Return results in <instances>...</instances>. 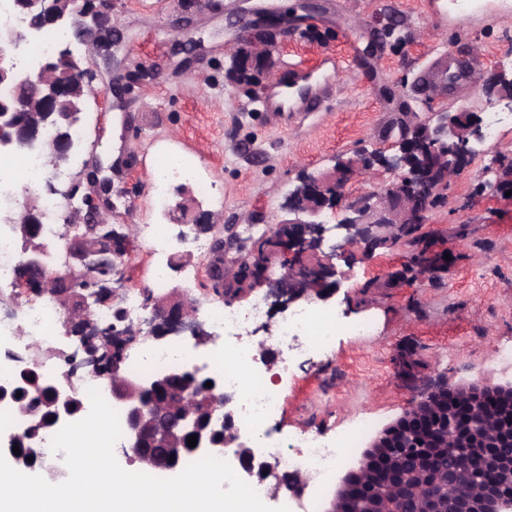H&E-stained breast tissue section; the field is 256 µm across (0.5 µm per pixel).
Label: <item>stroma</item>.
<instances>
[{"mask_svg":"<svg viewBox=\"0 0 512 512\" xmlns=\"http://www.w3.org/2000/svg\"><path fill=\"white\" fill-rule=\"evenodd\" d=\"M252 0H123L114 21L124 40L113 69H93L82 160L118 155L112 168L114 221L137 236L127 257L128 285L143 286V263L153 232L168 241L179 232L151 203V170L165 153L185 156L211 182L205 197L189 182L168 187L184 202L181 223L213 213L219 225H268L300 170L315 173L334 156L373 149L404 112L490 103L467 76L446 95L425 98L419 68L444 50L456 59L480 58L482 71L512 57V0H478L455 12L450 0H263L265 26L256 34L277 49L275 59L316 64L328 53L345 60L338 93L320 111L281 121L256 109L257 87L232 85L226 67L236 37L230 22ZM118 83L119 95L106 91ZM512 159V120L488 142L467 172L452 181L419 233L429 249H451L434 279L411 284L401 273L409 246L334 259L340 288L330 299L350 322L367 321L369 336H336L330 352L281 375L266 370L282 393L283 410L268 430L285 441L303 430L336 434L364 416L375 430L395 422L424 392L441 383L464 387L512 383V368L495 364L512 345V204L492 188L493 170ZM487 190L475 197L473 189Z\"/></svg>","mask_w":512,"mask_h":512,"instance_id":"35a3bbf8","label":"stroma"}]
</instances>
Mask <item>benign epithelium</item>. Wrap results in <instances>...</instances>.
<instances>
[{
	"mask_svg": "<svg viewBox=\"0 0 512 512\" xmlns=\"http://www.w3.org/2000/svg\"><path fill=\"white\" fill-rule=\"evenodd\" d=\"M117 0H12L15 14L28 20L24 28L0 27V85L15 88V95L0 102V151L40 144L46 125L62 130L47 144L48 177L39 191L24 190L17 206L0 211V224L22 242L15 268L19 292L10 297L16 308L31 298L51 296L63 311L64 336L74 350L64 355L68 367L64 381L52 380L38 389L32 369H18L14 384L0 388V402L21 410L32 426L46 422L60 427L87 415L76 403L71 378L80 370L112 381V400L123 408L129 432L124 447L133 451L143 466L164 476L180 472V462L189 452L220 454L235 449L241 479L264 482L276 478L273 493L286 487L294 495L307 485L301 476L277 474L276 464L258 457L241 441L238 408L234 397L224 394L218 379L212 386L192 381L196 366L183 365L142 380L122 372L126 350L148 338L160 343L170 335L189 334L195 346L213 341L200 319L196 299L180 289L156 294L144 290L149 317L147 328L125 322L116 302L126 290L125 257L136 236L130 224L112 223V210L98 207L97 179L101 164L83 165L64 189L56 174L81 150L70 135L79 121L84 102L76 100L91 88L83 60L96 56L112 68V48L122 36L111 24ZM43 15L59 28L73 31L80 53L66 46L61 55L72 65L62 70L52 58L30 67L23 61L26 48L42 33L30 18ZM230 60L239 66L268 71L274 66L272 47L255 39L252 23L240 20ZM473 82L483 93L495 97L494 104L512 112V68L496 67L477 74ZM398 134L392 152L376 147L336 157L333 167L321 173H307L298 180L292 195L310 201L296 205L286 201V218L267 225L264 236L246 251L235 249L231 226L225 239L215 241L216 286L224 293V304L247 300L263 293L264 299L280 311L299 302L326 301L336 292V252L360 247L366 254L391 246L428 220L431 211L447 194L448 184L465 172L487 141L483 118L459 109L419 114L405 112L397 122ZM387 160L384 168L394 179L379 191L353 197L347 191L355 178L373 170L372 154ZM89 191L80 192L82 185ZM494 190L500 195L512 190V168H495ZM59 194L77 199L65 223L82 224L85 232L60 238V251L67 263L54 267L45 260L41 240L40 196ZM341 212L334 224L324 221L329 212ZM213 214L201 211L187 230L178 234L185 243L190 236L215 231ZM329 237L337 241L325 252ZM237 254L229 256L231 250ZM445 251H434L430 259L415 262L413 282L430 277L437 266L448 265ZM279 274L271 276L273 265ZM102 303L114 306L116 321L102 327L92 318ZM512 405V385L507 388L473 383L466 388L436 386L403 416L385 427L371 446L365 462L350 472L328 512H512V417L501 414L504 404ZM197 436L194 447L188 437ZM434 448H447L454 461L440 463L431 458ZM480 448L479 467L470 453ZM35 472L50 483L66 480L64 470L50 462H39Z\"/></svg>",
	"mask_w": 512,
	"mask_h": 512,
	"instance_id": "obj_1",
	"label": "benign epithelium"
}]
</instances>
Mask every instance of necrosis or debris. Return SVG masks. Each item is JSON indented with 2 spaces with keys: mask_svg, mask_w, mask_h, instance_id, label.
I'll list each match as a JSON object with an SVG mask.
<instances>
[{
  "mask_svg": "<svg viewBox=\"0 0 512 512\" xmlns=\"http://www.w3.org/2000/svg\"><path fill=\"white\" fill-rule=\"evenodd\" d=\"M195 180L200 193H210L211 187L200 181L195 167L177 155L159 157L153 171V204L168 205L167 186L173 176ZM46 176V166L35 151L0 155V206L13 201L18 186L35 185ZM215 332V348L204 358H196L184 340L175 339L162 346H135L128 350V370L141 378L150 377L169 367L200 361L224 383V390L233 394L241 408L240 425L257 438L258 452L272 460L281 471L289 474L313 464L319 480L332 477L350 448L373 427L371 418L358 419L351 428L333 436L317 435L307 431L293 437L288 448L264 441L263 432L281 411L278 388L268 381L264 370L254 365V354L244 336L254 325L267 324L269 313L263 301L256 300L244 306H217L207 313ZM61 314L49 300L31 301L22 305L11 325L0 324V348H8L15 358L24 360L32 344L55 345L59 342L57 326ZM351 336H366L369 323L343 325L340 313L312 308L290 312L277 326L274 336L283 371H290L300 355L314 349L329 347L337 330Z\"/></svg>",
  "mask_w": 512,
  "mask_h": 512,
  "instance_id": "4bbe7bcc",
  "label": "necrosis or debris"
}]
</instances>
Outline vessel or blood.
I'll return each mask as SVG.
<instances>
[{
  "instance_id": "obj_1",
  "label": "vessel or blood",
  "mask_w": 512,
  "mask_h": 512,
  "mask_svg": "<svg viewBox=\"0 0 512 512\" xmlns=\"http://www.w3.org/2000/svg\"><path fill=\"white\" fill-rule=\"evenodd\" d=\"M341 65V59L332 54L324 55L314 68L299 61L290 62L283 76L258 94L255 105L259 111L279 116L317 111L322 102L334 95Z\"/></svg>"
}]
</instances>
